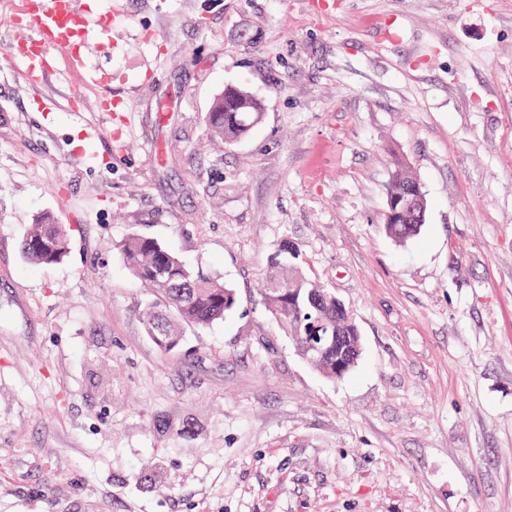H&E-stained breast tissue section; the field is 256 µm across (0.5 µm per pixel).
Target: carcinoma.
I'll list each match as a JSON object with an SVG mask.
<instances>
[{"label":"carcinoma","mask_w":512,"mask_h":512,"mask_svg":"<svg viewBox=\"0 0 512 512\" xmlns=\"http://www.w3.org/2000/svg\"><path fill=\"white\" fill-rule=\"evenodd\" d=\"M263 113L252 93L229 87L218 95L205 114L211 137L224 143L246 138L261 122ZM417 181L405 171L397 172L387 195L401 196ZM424 221L406 223L385 216L387 234L401 240L414 236ZM70 248V237L60 224H35L21 246L23 257L37 264L60 260ZM133 277L150 288L146 310L148 332L165 353L175 351L182 340L179 325L205 327L224 319L237 305L236 291L209 274L187 264L157 239L134 234L122 246ZM271 278L264 296L269 311L296 339L300 354L316 358V368L330 379H340L355 367L361 341L358 327L336 296L306 278L299 267V254L283 243L270 260ZM319 327L321 341L307 339L310 327Z\"/></svg>","instance_id":"obj_1"}]
</instances>
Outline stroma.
Returning a JSON list of instances; mask_svg holds the SVG:
<instances>
[{
	"label": "stroma",
	"instance_id": "stroma-1",
	"mask_svg": "<svg viewBox=\"0 0 512 512\" xmlns=\"http://www.w3.org/2000/svg\"><path fill=\"white\" fill-rule=\"evenodd\" d=\"M24 5L0 0V512H512V0H77L114 17L81 47L106 87L61 49L26 83ZM228 85L264 116L219 146ZM402 168L428 211L397 241ZM44 221L70 249L32 265ZM133 234L237 307L161 352ZM286 241L358 325L345 378L265 306ZM412 185H415L419 188L420 192V186L417 183V181L409 175L406 171H398L392 181L390 182L388 189H387V212L391 213V209L397 208L398 199L397 198H389V196H401L405 193V190L407 187H410ZM422 194V192H421ZM423 199L421 200L420 197H413L408 201V205L411 207H417L419 208L421 204L423 203L424 208V215L422 220H416L414 222H407V220L402 219L399 217L395 221L391 220V217L389 214L385 215L384 220V227L387 234H389L391 237L401 240L405 238H409L411 236H415L418 231L420 230L422 224H424L425 221V213L427 209V202L422 194ZM388 199H389V205H388ZM390 206V208H389ZM409 223V224H406ZM411 223V224H410ZM407 226V227H406ZM70 248L68 231L61 224H34L21 246L23 257L32 263H53Z\"/></svg>",
	"mask_w": 512,
	"mask_h": 512
}]
</instances>
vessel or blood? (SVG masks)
Masks as SVG:
<instances>
[{
    "mask_svg": "<svg viewBox=\"0 0 512 512\" xmlns=\"http://www.w3.org/2000/svg\"><path fill=\"white\" fill-rule=\"evenodd\" d=\"M13 26L27 34L19 58L23 78L33 86L41 85L49 76L50 49L66 50L71 68L79 70L84 66L81 43L87 32L96 30L104 39L111 34L109 17L90 18L77 8L75 0H27Z\"/></svg>",
    "mask_w": 512,
    "mask_h": 512,
    "instance_id": "b4317fda",
    "label": "vessel or blood"
}]
</instances>
